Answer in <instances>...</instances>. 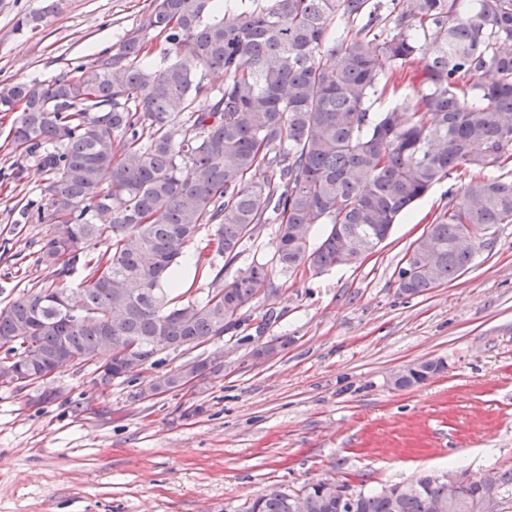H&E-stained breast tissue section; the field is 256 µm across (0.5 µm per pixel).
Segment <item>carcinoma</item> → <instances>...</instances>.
Returning <instances> with one entry per match:
<instances>
[{"label": "carcinoma", "mask_w": 512, "mask_h": 512, "mask_svg": "<svg viewBox=\"0 0 512 512\" xmlns=\"http://www.w3.org/2000/svg\"><path fill=\"white\" fill-rule=\"evenodd\" d=\"M152 0L143 25L112 54L79 65L45 86L0 88V112L19 111L11 144L36 157L42 194L60 221L39 261L64 280L88 270L82 305L66 289L40 287L0 307V378L32 385L61 366L93 365L102 385L127 377L137 362L125 346L164 336L195 348L237 326L268 279L263 263L179 303L169 288L175 268L204 224L234 261L244 240L276 214L277 264L319 272L341 256L373 251L396 220L430 188L469 174L462 204L448 205L418 245L415 264L398 269L399 287L427 292L468 268L460 228L475 240L512 223V181L491 172L512 160V0ZM344 25L326 46L333 22ZM161 37L167 58L144 61ZM224 73L209 107L193 111L208 89L198 75ZM409 79L414 92L380 112L387 84ZM264 169V177L251 179ZM316 224L329 225L309 247ZM112 356L108 371L97 358ZM222 356L158 376L137 397L179 390ZM442 368L426 362L394 380L424 382ZM512 512V466L488 470ZM347 482L308 483L296 512H336ZM271 485L246 512H290ZM448 482L428 472L402 484L391 500L366 490L354 512H434Z\"/></svg>", "instance_id": "cac0c4a2"}]
</instances>
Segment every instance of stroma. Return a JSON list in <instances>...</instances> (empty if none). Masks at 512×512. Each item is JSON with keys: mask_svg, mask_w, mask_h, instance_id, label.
Listing matches in <instances>:
<instances>
[{"mask_svg": "<svg viewBox=\"0 0 512 512\" xmlns=\"http://www.w3.org/2000/svg\"><path fill=\"white\" fill-rule=\"evenodd\" d=\"M152 0H0V85L48 84L141 27ZM24 17L37 28H21ZM0 112V306L53 283L39 249L52 224L17 223L44 175L15 151ZM466 176L435 184L363 262L321 272L274 265L276 223L226 262L203 225L183 261L181 302L212 291L198 253L225 282L267 264L264 290L224 336L166 350L138 376L97 385L66 366L25 388L0 384V512H245L272 484L288 491L335 476L375 488L427 470L472 477L512 465V224H500L468 270L423 294H400L406 253ZM283 349L257 356L273 341ZM221 354L224 368L142 400L162 374ZM441 371L398 388L394 372Z\"/></svg>", "mask_w": 512, "mask_h": 512, "instance_id": "obj_1", "label": "stroma"}]
</instances>
